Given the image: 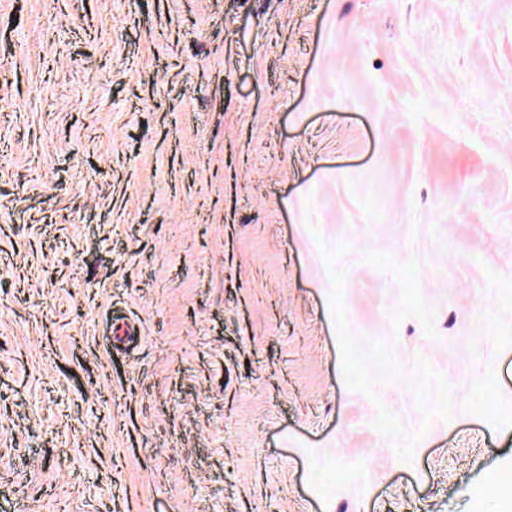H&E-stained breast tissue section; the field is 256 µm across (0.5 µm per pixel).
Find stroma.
Returning <instances> with one entry per match:
<instances>
[{
	"label": "stroma",
	"instance_id": "stroma-1",
	"mask_svg": "<svg viewBox=\"0 0 512 512\" xmlns=\"http://www.w3.org/2000/svg\"><path fill=\"white\" fill-rule=\"evenodd\" d=\"M512 0H0V512H512Z\"/></svg>",
	"mask_w": 512,
	"mask_h": 512
}]
</instances>
